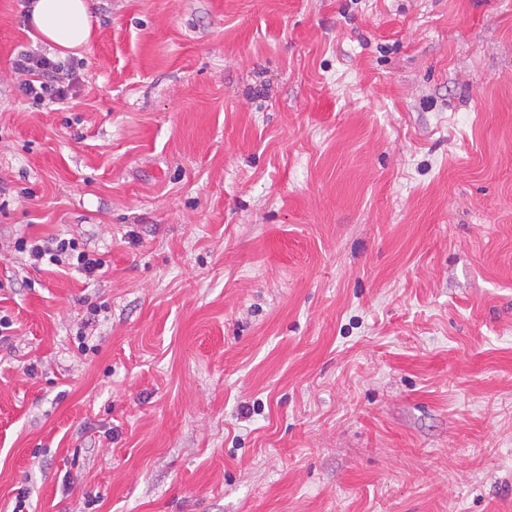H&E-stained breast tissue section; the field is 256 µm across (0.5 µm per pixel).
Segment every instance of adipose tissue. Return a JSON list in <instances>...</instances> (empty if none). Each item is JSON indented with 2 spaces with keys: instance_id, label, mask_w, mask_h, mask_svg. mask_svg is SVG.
<instances>
[{
  "instance_id": "ef3b65f1",
  "label": "adipose tissue",
  "mask_w": 512,
  "mask_h": 512,
  "mask_svg": "<svg viewBox=\"0 0 512 512\" xmlns=\"http://www.w3.org/2000/svg\"><path fill=\"white\" fill-rule=\"evenodd\" d=\"M28 19L37 39L51 50L74 55L89 44L93 0H31Z\"/></svg>"
}]
</instances>
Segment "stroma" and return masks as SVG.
I'll use <instances>...</instances> for the list:
<instances>
[{
    "mask_svg": "<svg viewBox=\"0 0 512 512\" xmlns=\"http://www.w3.org/2000/svg\"><path fill=\"white\" fill-rule=\"evenodd\" d=\"M29 2L0 512H512V0H95L58 104ZM19 90L35 101L46 97L65 100L73 95L78 77L71 63L53 60L35 52L18 56L12 66ZM18 243L19 252H27L34 265L48 260L49 263L59 266L67 264L75 266L86 277L96 276L102 269V262L94 258L86 250H80L75 242L66 238H51V240L30 241L21 240ZM76 260V263L74 261Z\"/></svg>",
    "mask_w": 512,
    "mask_h": 512,
    "instance_id": "stroma-1",
    "label": "stroma"
}]
</instances>
